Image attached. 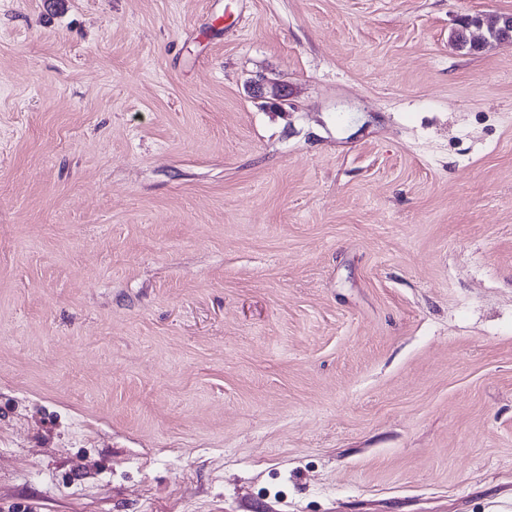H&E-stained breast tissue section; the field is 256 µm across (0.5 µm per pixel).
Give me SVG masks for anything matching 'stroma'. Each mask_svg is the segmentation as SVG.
<instances>
[{
	"label": "stroma",
	"instance_id": "obj_1",
	"mask_svg": "<svg viewBox=\"0 0 512 512\" xmlns=\"http://www.w3.org/2000/svg\"><path fill=\"white\" fill-rule=\"evenodd\" d=\"M505 13L0 0V512H512ZM465 21L469 24V29L471 31V36L473 40L470 39V31L465 29L463 25L458 27L457 36H456V46L465 50L467 53H476L480 51V46L482 49L492 42L496 43H511V40H502L506 37L510 32H512V15H504L501 17L502 21V31H485L482 25L474 20L473 18H465ZM472 29H475L474 32ZM480 45H478V44Z\"/></svg>",
	"mask_w": 512,
	"mask_h": 512
}]
</instances>
